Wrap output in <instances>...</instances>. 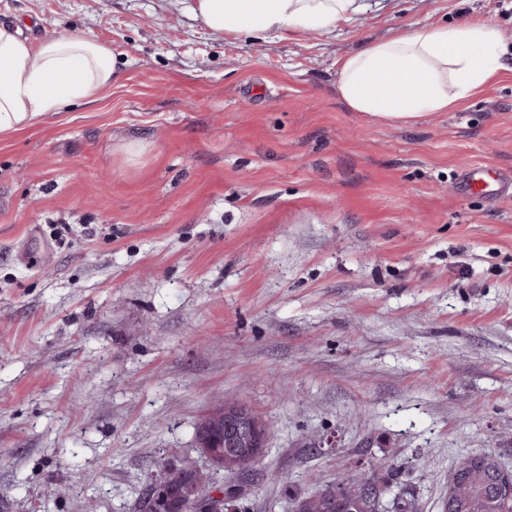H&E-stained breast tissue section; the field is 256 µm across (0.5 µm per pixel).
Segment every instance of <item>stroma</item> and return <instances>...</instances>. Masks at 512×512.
<instances>
[{"instance_id": "1", "label": "stroma", "mask_w": 512, "mask_h": 512, "mask_svg": "<svg viewBox=\"0 0 512 512\" xmlns=\"http://www.w3.org/2000/svg\"><path fill=\"white\" fill-rule=\"evenodd\" d=\"M486 18L509 53L399 126L341 61ZM34 42L89 35L120 77L0 137V512H140L161 462L204 468V415L271 424L237 512L360 459L408 461L442 512L463 452L512 469V0H356L325 29L214 33L185 0H0ZM55 495L43 496L45 486Z\"/></svg>"}]
</instances>
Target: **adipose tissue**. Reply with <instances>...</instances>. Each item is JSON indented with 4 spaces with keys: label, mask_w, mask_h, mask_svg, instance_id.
Segmentation results:
<instances>
[{
    "label": "adipose tissue",
    "mask_w": 512,
    "mask_h": 512,
    "mask_svg": "<svg viewBox=\"0 0 512 512\" xmlns=\"http://www.w3.org/2000/svg\"><path fill=\"white\" fill-rule=\"evenodd\" d=\"M355 0H189L190 14L221 33L324 29ZM501 33L488 20L418 26L343 59L337 92L352 110L393 125L453 109L503 66ZM119 75L112 50L81 33L34 43L0 24V136L39 124L66 99L93 102Z\"/></svg>",
    "instance_id": "ef3b65f1"
}]
</instances>
